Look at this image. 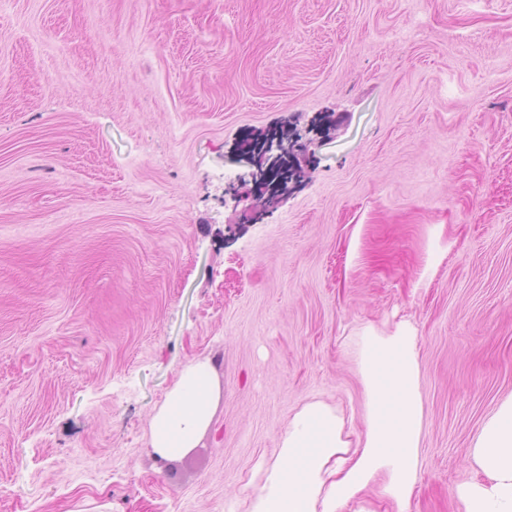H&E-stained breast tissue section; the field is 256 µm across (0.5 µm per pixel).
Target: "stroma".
<instances>
[{
  "label": "stroma",
  "mask_w": 512,
  "mask_h": 512,
  "mask_svg": "<svg viewBox=\"0 0 512 512\" xmlns=\"http://www.w3.org/2000/svg\"><path fill=\"white\" fill-rule=\"evenodd\" d=\"M274 136L287 184L242 144ZM416 329L404 512L512 395V0H0V512H249L352 338ZM209 358L197 447L149 421Z\"/></svg>",
  "instance_id": "stroma-1"
}]
</instances>
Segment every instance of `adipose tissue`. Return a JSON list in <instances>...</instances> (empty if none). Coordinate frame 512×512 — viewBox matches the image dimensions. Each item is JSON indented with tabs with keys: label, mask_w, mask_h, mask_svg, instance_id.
Returning <instances> with one entry per match:
<instances>
[{
	"label": "adipose tissue",
	"mask_w": 512,
	"mask_h": 512,
	"mask_svg": "<svg viewBox=\"0 0 512 512\" xmlns=\"http://www.w3.org/2000/svg\"><path fill=\"white\" fill-rule=\"evenodd\" d=\"M417 333L407 322L386 331L366 325L352 340L365 388L364 431L352 437L345 415L321 401L305 402L279 436V453L261 470L250 512H374L364 496L406 504L419 480L424 428ZM212 360L188 363L153 415L150 445L164 457L196 447L219 401ZM468 462L482 478L457 484L462 512H512V395L481 426Z\"/></svg>",
	"instance_id": "adipose-tissue-1"
}]
</instances>
